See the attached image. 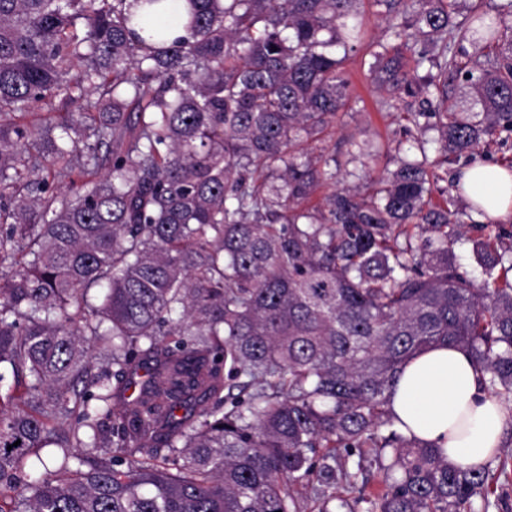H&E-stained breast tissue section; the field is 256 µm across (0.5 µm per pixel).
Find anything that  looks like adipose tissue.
Wrapping results in <instances>:
<instances>
[{"mask_svg": "<svg viewBox=\"0 0 512 512\" xmlns=\"http://www.w3.org/2000/svg\"><path fill=\"white\" fill-rule=\"evenodd\" d=\"M459 186L481 222L512 216V171L474 163L460 169ZM390 407L397 428L439 448L448 462L476 467L500 448L506 413L483 391L478 373L461 349L435 346L400 370Z\"/></svg>", "mask_w": 512, "mask_h": 512, "instance_id": "obj_1", "label": "adipose tissue"}]
</instances>
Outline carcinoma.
<instances>
[{
    "mask_svg": "<svg viewBox=\"0 0 512 512\" xmlns=\"http://www.w3.org/2000/svg\"><path fill=\"white\" fill-rule=\"evenodd\" d=\"M136 2L0 0V512L499 508L511 461L451 464L389 403L438 344L512 403V247L460 273L440 186L512 136V0H370L381 107L438 131L378 176L310 148L353 110L364 0H186L171 44Z\"/></svg>",
    "mask_w": 512,
    "mask_h": 512,
    "instance_id": "1",
    "label": "carcinoma"
}]
</instances>
